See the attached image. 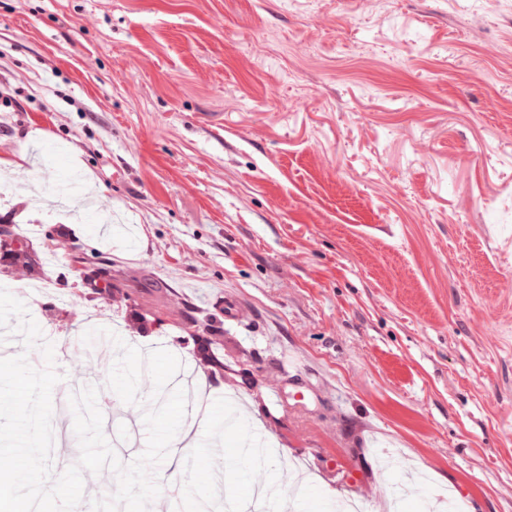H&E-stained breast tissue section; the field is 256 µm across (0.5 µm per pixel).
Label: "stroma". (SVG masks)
I'll return each instance as SVG.
<instances>
[{"mask_svg":"<svg viewBox=\"0 0 512 512\" xmlns=\"http://www.w3.org/2000/svg\"><path fill=\"white\" fill-rule=\"evenodd\" d=\"M510 279L512 0H0V282L69 340L54 472L79 450L67 391L106 387L115 335L246 396L271 442L219 485L237 431L208 417L154 512L264 483L273 512H380L384 448L430 479L401 512L444 489L512 512Z\"/></svg>","mask_w":512,"mask_h":512,"instance_id":"obj_1","label":"stroma"}]
</instances>
